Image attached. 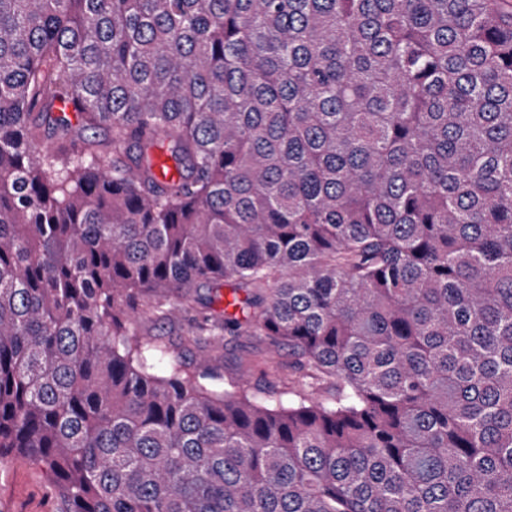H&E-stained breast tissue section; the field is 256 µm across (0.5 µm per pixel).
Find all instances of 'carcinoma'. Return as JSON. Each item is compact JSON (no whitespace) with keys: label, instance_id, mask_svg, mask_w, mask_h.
Returning <instances> with one entry per match:
<instances>
[{"label":"carcinoma","instance_id":"1","mask_svg":"<svg viewBox=\"0 0 512 512\" xmlns=\"http://www.w3.org/2000/svg\"><path fill=\"white\" fill-rule=\"evenodd\" d=\"M8 454L66 512H512V0H0ZM139 328L152 336L169 337L174 341H181L188 337L186 322H159L154 321L149 315H141L138 319ZM208 337L207 353L216 358L223 372L243 375L255 380L263 378L275 387H280L286 377L288 365V348L276 353H269L266 346L250 336H224V332L215 330Z\"/></svg>","mask_w":512,"mask_h":512}]
</instances>
